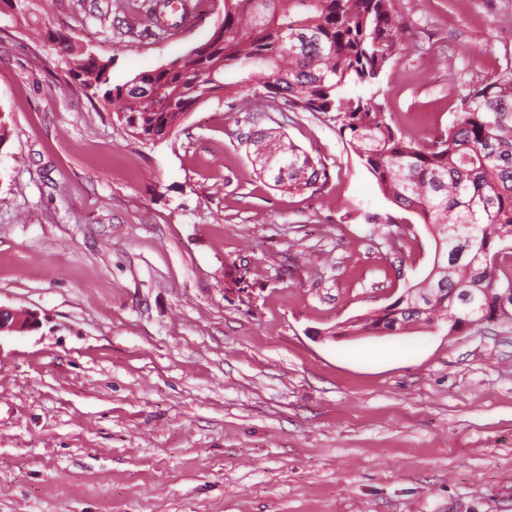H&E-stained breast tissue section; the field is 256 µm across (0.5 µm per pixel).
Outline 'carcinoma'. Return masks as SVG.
I'll return each instance as SVG.
<instances>
[{"label": "carcinoma", "mask_w": 512, "mask_h": 512, "mask_svg": "<svg viewBox=\"0 0 512 512\" xmlns=\"http://www.w3.org/2000/svg\"><path fill=\"white\" fill-rule=\"evenodd\" d=\"M172 0H142L144 30L165 35L187 21L164 23ZM398 0H223L208 40L165 66L111 87L112 59H101L62 34L49 39L70 56V76L116 106L138 134L162 140L186 112L211 95L253 84L292 112L333 114L339 132L374 176L382 194L416 216L435 244L432 270L414 294H437L412 317L361 315L336 335L360 336L379 325L396 334L439 322L483 320L461 305L454 288L512 292L499 246L512 241V68L473 86L448 130L422 137L393 127L375 87L402 50ZM359 86L361 95L345 90ZM254 162L274 186L317 193L326 166L272 129H251Z\"/></svg>", "instance_id": "obj_1"}]
</instances>
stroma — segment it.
<instances>
[{
  "instance_id": "stroma-1",
  "label": "stroma",
  "mask_w": 512,
  "mask_h": 512,
  "mask_svg": "<svg viewBox=\"0 0 512 512\" xmlns=\"http://www.w3.org/2000/svg\"><path fill=\"white\" fill-rule=\"evenodd\" d=\"M138 0H0V512H512V306L458 333L328 339L430 271L329 116L259 87L166 139L72 80L43 30L124 85L205 42L222 0L165 36ZM379 84L402 131L447 129L512 66V0H401ZM321 158L318 193L253 166L248 108ZM36 318L29 313H18L0 306V334L2 332H24L34 328Z\"/></svg>"
}]
</instances>
